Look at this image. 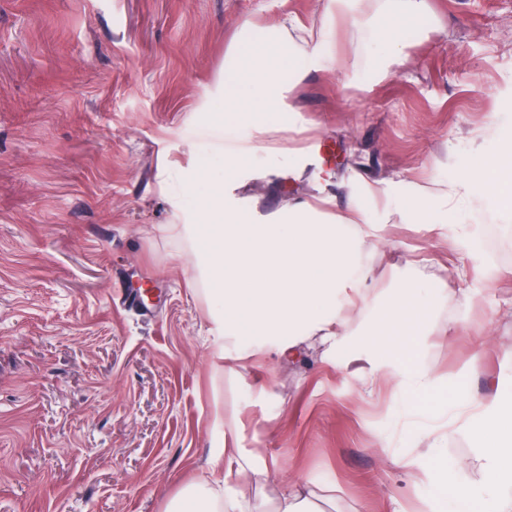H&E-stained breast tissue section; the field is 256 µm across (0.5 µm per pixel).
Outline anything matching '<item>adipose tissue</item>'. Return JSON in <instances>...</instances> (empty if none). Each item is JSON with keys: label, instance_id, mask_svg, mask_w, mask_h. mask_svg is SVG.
<instances>
[{"label": "adipose tissue", "instance_id": "adipose-tissue-1", "mask_svg": "<svg viewBox=\"0 0 512 512\" xmlns=\"http://www.w3.org/2000/svg\"><path fill=\"white\" fill-rule=\"evenodd\" d=\"M362 0H329L324 23L306 40L307 66L339 69L343 62L329 43L337 21L361 12ZM425 0H406L405 8L380 18L377 39L389 57H399L404 34L424 16ZM251 22L242 25L243 36L232 50V65L224 71V114L245 128L251 151H230L220 174L197 169L183 189L199 221L167 225L168 233L187 238L203 260L208 292L217 311L213 317L216 348L225 341L248 342L263 347L274 340V355L281 360L297 357L306 339H316L336 359L362 350L370 362L359 379L362 390L378 381L402 389L408 398L425 394L439 381L431 364L419 357L431 329L428 317L436 300L431 284L411 281L404 291L389 296L384 306H374L368 292L370 274L361 262L363 251L383 244L384 226L374 220L360 199H352L335 222L320 219V207L300 203L277 219L258 222L255 207L243 208L219 198L216 186L231 185L250 171L256 155L277 163L271 142L287 123L283 105L282 75L295 66L293 52L281 33L270 30L251 36ZM490 183L501 189L503 205L512 204V146L481 152L463 187ZM414 219L428 231L439 230V218L448 212V194L418 187L406 205ZM365 321L353 334L352 317ZM452 415L459 429L470 431L474 451L453 467L427 470L418 460L399 465L414 483H458L459 475L491 479L493 512H512V395L495 394L469 404H457ZM215 461L223 462L224 477L199 493H187L172 512H315L311 503L318 485L310 478L290 482L274 499L246 498L241 486L262 480L249 459L236 448H218Z\"/></svg>", "mask_w": 512, "mask_h": 512}]
</instances>
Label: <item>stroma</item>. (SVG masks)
<instances>
[{
	"mask_svg": "<svg viewBox=\"0 0 512 512\" xmlns=\"http://www.w3.org/2000/svg\"><path fill=\"white\" fill-rule=\"evenodd\" d=\"M403 6L365 0L364 21L338 22L344 69L306 70L280 135L305 152L256 160L224 197L273 218L326 191L332 221L366 182L396 193L365 200L379 215L415 183L452 191L441 234L399 222L363 257L380 297L417 269L463 270L443 280L423 348L441 379L418 404L361 393L366 362L336 365L312 339L291 362L252 349L215 370L206 283L164 230L197 221L174 172L250 148L218 119L242 23L296 50L329 0H0V512H167L222 478L219 409L270 471L266 496L310 474L338 490L327 512H413L422 498L456 512L448 485L405 496L394 460L419 454L401 431L421 407L512 381V256L479 242L512 235V210L456 189L477 151L512 142V0H426L391 63L371 22Z\"/></svg>",
	"mask_w": 512,
	"mask_h": 512,
	"instance_id": "stroma-1",
	"label": "stroma"
}]
</instances>
